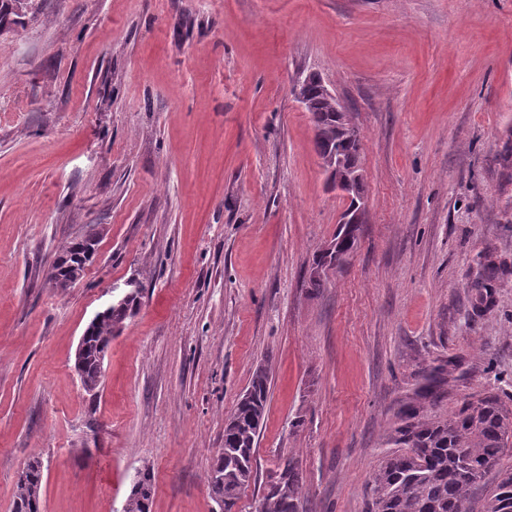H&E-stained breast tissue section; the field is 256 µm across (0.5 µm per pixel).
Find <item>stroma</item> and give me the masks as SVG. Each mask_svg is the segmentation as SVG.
I'll use <instances>...</instances> for the list:
<instances>
[{
    "label": "stroma",
    "instance_id": "35a3bbf8",
    "mask_svg": "<svg viewBox=\"0 0 512 512\" xmlns=\"http://www.w3.org/2000/svg\"><path fill=\"white\" fill-rule=\"evenodd\" d=\"M308 72L361 132L367 200L317 292L346 202L292 91ZM131 279L93 400L75 351ZM264 362L255 459L299 457L303 512H368L431 377L434 418L512 399V0H27L0 33V512L35 456L44 512H119L146 468L152 512H219L224 417ZM97 235L96 229L90 227L85 234L72 239L62 247L60 255L49 271V277L51 280L57 282L56 285H60L61 288H66L75 283L65 281L70 277V273L73 270L71 266L78 263L77 257L80 254L81 245L97 240Z\"/></svg>",
    "mask_w": 512,
    "mask_h": 512
}]
</instances>
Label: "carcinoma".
<instances>
[{
  "label": "carcinoma",
  "instance_id": "cac0c4a2",
  "mask_svg": "<svg viewBox=\"0 0 512 512\" xmlns=\"http://www.w3.org/2000/svg\"><path fill=\"white\" fill-rule=\"evenodd\" d=\"M24 0H0V27L18 15ZM308 111L314 123L317 154L339 150L348 176L356 173L359 157L343 139L330 96L318 78L307 89ZM97 240L95 228L64 245L49 271L60 287L77 263L80 247ZM112 303L87 325L78 377L87 392L100 389V364L112 337L140 305L137 288ZM270 371L260 366L224 421V447L218 449L207 476L211 499L220 512H233L240 491L259 480L254 448L265 420ZM392 451L371 475L370 512H472L470 498L485 474L496 466L504 449L512 446V406L497 395L465 397L448 416L435 420L421 405H407L390 430ZM303 477L300 460L289 456L267 476L258 512H303ZM154 486L148 472L139 474L120 512H151ZM43 464L30 459L13 490L12 512H40ZM481 512H512V470L503 471L485 490Z\"/></svg>",
  "mask_w": 512,
  "mask_h": 512
}]
</instances>
